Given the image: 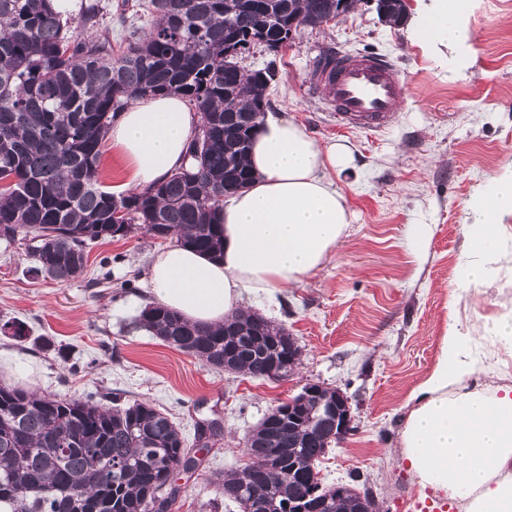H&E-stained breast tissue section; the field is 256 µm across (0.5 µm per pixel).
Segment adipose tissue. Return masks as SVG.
<instances>
[{
    "instance_id": "adipose-tissue-1",
    "label": "adipose tissue",
    "mask_w": 512,
    "mask_h": 512,
    "mask_svg": "<svg viewBox=\"0 0 512 512\" xmlns=\"http://www.w3.org/2000/svg\"><path fill=\"white\" fill-rule=\"evenodd\" d=\"M472 0H421L412 22L426 46L454 48L459 64L472 50L464 22ZM202 114L176 94L130 101L108 139L124 159L131 184L145 189L191 165L188 146ZM254 180L225 203L224 248L212 257L173 244L158 250L148 270L155 300L190 323L218 327L244 296L267 295L320 269L350 224L346 199L330 172L346 168L348 149L319 143L295 121L266 114L250 154ZM465 227L473 257L460 279L486 286L489 272L512 257L500 234L512 215V164L475 192ZM484 359L456 324L447 325L433 370L408 400L401 462L421 487L444 491L464 512H512V387L467 389Z\"/></svg>"
}]
</instances>
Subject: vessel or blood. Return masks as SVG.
I'll list each match as a JSON object with an SVG mask.
<instances>
[{
  "label": "vessel or blood",
  "mask_w": 512,
  "mask_h": 512,
  "mask_svg": "<svg viewBox=\"0 0 512 512\" xmlns=\"http://www.w3.org/2000/svg\"><path fill=\"white\" fill-rule=\"evenodd\" d=\"M315 85L338 122L367 130L384 128L407 97L389 60L339 51L329 53Z\"/></svg>",
  "instance_id": "vessel-or-blood-1"
}]
</instances>
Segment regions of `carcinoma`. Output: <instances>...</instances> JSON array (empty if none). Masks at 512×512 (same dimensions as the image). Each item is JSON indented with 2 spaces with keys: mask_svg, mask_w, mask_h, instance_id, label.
<instances>
[{
  "mask_svg": "<svg viewBox=\"0 0 512 512\" xmlns=\"http://www.w3.org/2000/svg\"><path fill=\"white\" fill-rule=\"evenodd\" d=\"M254 12L224 16V0H138L126 7L153 17L148 35L132 29L112 50L106 7L88 0L78 29L55 15L51 0H0V238H31L36 271L58 282L83 272L87 243L126 236L141 226L156 239H176L204 254L221 252L218 213L224 197L252 182L249 131L234 114L264 112L269 80L244 77L224 63V43L243 42L258 27L270 40L288 35V16L324 20L336 0H255ZM174 93L203 113L189 145L196 168L148 190L114 194L103 188L99 162L112 120L132 99ZM125 223L112 230L114 211ZM138 323L156 337L210 365L270 377L271 360L288 359L285 329L250 312L226 321L249 340L224 360V328L189 323L160 305ZM171 418L135 401L104 408L0 384V506L9 512H75L72 496H101L112 512H171L181 488L170 477L186 449ZM250 462L218 480L219 492L243 512H288V502L319 477L316 464L333 440L266 422L249 439ZM269 488L254 508L241 489Z\"/></svg>",
  "mask_w": 512,
  "mask_h": 512,
  "instance_id": "carcinoma-1",
  "label": "carcinoma"
}]
</instances>
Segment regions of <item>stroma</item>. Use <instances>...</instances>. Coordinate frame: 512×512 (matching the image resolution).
<instances>
[{"mask_svg": "<svg viewBox=\"0 0 512 512\" xmlns=\"http://www.w3.org/2000/svg\"><path fill=\"white\" fill-rule=\"evenodd\" d=\"M467 24L473 51L459 67L447 47L422 46L409 25L391 27L371 0H358L341 20L301 28L279 56L271 111L351 155L334 179L352 214L342 245L275 303L252 295L241 302L297 340L301 358L288 379L224 372L135 326L153 301L147 271L161 246L144 232L92 243L82 275L67 283L34 273L28 241L0 239V348L34 367L36 391L109 393L168 414L201 458L195 472L175 474L182 493L172 512H240L217 493V478L248 463L250 432L308 382L343 392L353 416L350 434L318 465L323 485L357 471L378 512H462L445 493L420 488L399 458L408 396L432 370L448 323L489 356L490 370L469 387L505 385L502 371L512 367V348L484 332L512 314V262L497 266L489 288L459 279L469 260L467 202L512 163V0H473ZM336 50L395 65L408 97L385 129L341 128L315 94L314 63ZM413 224L431 227L420 254L408 235ZM123 281L128 289L117 290ZM14 321L24 324V339L8 330ZM209 420L220 429L202 448L197 433Z\"/></svg>", "mask_w": 512, "mask_h": 512, "instance_id": "35a3bbf8", "label": "stroma"}]
</instances>
